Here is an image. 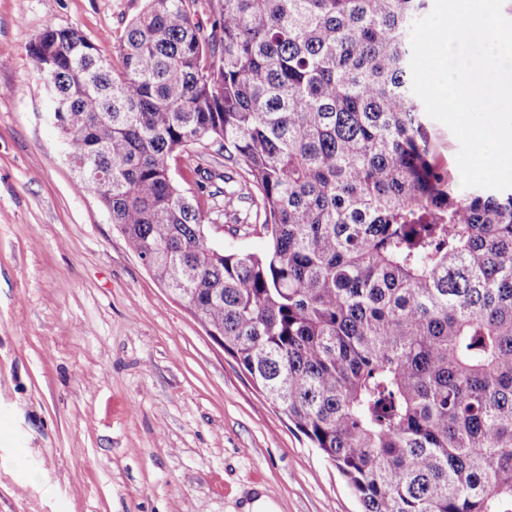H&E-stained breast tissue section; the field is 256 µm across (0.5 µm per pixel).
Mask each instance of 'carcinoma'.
I'll use <instances>...</instances> for the list:
<instances>
[{
  "mask_svg": "<svg viewBox=\"0 0 512 512\" xmlns=\"http://www.w3.org/2000/svg\"><path fill=\"white\" fill-rule=\"evenodd\" d=\"M146 0L121 67L31 49L81 186L347 479L363 512H512V190L432 154L409 31L428 0ZM224 154L211 245L171 159ZM224 223L211 224L208 226L207 235L209 241L216 245L222 246L226 250L248 253H261L266 247V237L263 231L257 227V231L244 235H231L227 227H221Z\"/></svg>",
  "mask_w": 512,
  "mask_h": 512,
  "instance_id": "cac0c4a2",
  "label": "carcinoma"
}]
</instances>
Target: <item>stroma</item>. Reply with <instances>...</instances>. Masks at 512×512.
I'll return each mask as SVG.
<instances>
[{"label": "stroma", "instance_id": "stroma-1", "mask_svg": "<svg viewBox=\"0 0 512 512\" xmlns=\"http://www.w3.org/2000/svg\"><path fill=\"white\" fill-rule=\"evenodd\" d=\"M145 0H0V512H361L348 481L80 185L33 66Z\"/></svg>", "mask_w": 512, "mask_h": 512}]
</instances>
